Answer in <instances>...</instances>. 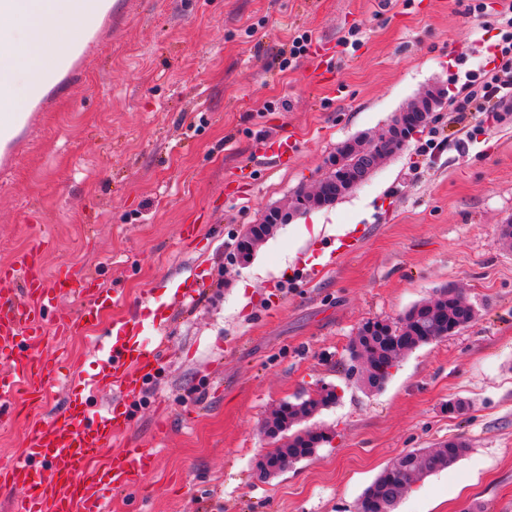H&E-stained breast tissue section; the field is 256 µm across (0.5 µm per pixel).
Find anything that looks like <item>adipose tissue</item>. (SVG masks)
<instances>
[{
    "label": "adipose tissue",
    "instance_id": "1",
    "mask_svg": "<svg viewBox=\"0 0 512 512\" xmlns=\"http://www.w3.org/2000/svg\"><path fill=\"white\" fill-rule=\"evenodd\" d=\"M84 23L71 0H0V144L15 134L20 108L46 80L48 53H65L58 20Z\"/></svg>",
    "mask_w": 512,
    "mask_h": 512
}]
</instances>
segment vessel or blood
I'll list each match as a JSON object with an SVG mask.
<instances>
[{
	"instance_id": "obj_1",
	"label": "vessel or blood",
	"mask_w": 512,
	"mask_h": 512,
	"mask_svg": "<svg viewBox=\"0 0 512 512\" xmlns=\"http://www.w3.org/2000/svg\"><path fill=\"white\" fill-rule=\"evenodd\" d=\"M70 282L66 275L47 283L29 253L17 267L0 269V416L15 414L16 397L41 401L63 375L64 365L42 357L39 348L46 338L45 316ZM111 302L109 293H93L81 310L83 325H97ZM121 330V323H113V341L99 342L100 371L80 381L65 406L36 425L22 453L0 466V481L20 491L12 512H107L112 491L134 490L153 473L150 450L112 447L126 431L127 417L117 408L94 405L106 388L135 395L147 369L159 361L154 344L121 342Z\"/></svg>"
}]
</instances>
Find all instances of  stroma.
<instances>
[{
	"instance_id": "obj_1",
	"label": "stroma",
	"mask_w": 512,
	"mask_h": 512,
	"mask_svg": "<svg viewBox=\"0 0 512 512\" xmlns=\"http://www.w3.org/2000/svg\"><path fill=\"white\" fill-rule=\"evenodd\" d=\"M70 85L43 87L0 149V267L34 250L115 295L79 327L60 296L45 355L95 373L92 344L125 317L164 339L123 401L124 438L157 456L110 512H357L401 453L464 439L454 466L413 482L394 512H512V112L451 122L446 104L360 185L237 245L312 190L342 143H371L428 90L457 95L494 66L503 0H128ZM300 53H293L295 42ZM295 135L288 164L274 143ZM318 219V235L300 224ZM195 282L194 302L175 288ZM477 310L458 333L404 353L381 389L349 370L369 320H399L446 286ZM332 388L306 419L328 442L266 480L275 410ZM68 385L0 420V464L60 407ZM462 400L464 416L447 404Z\"/></svg>"
}]
</instances>
